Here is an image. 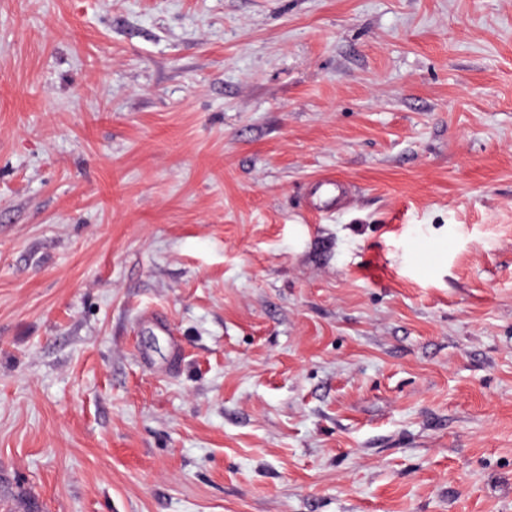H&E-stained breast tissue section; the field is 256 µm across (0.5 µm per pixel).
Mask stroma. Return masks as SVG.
Segmentation results:
<instances>
[{"mask_svg":"<svg viewBox=\"0 0 512 512\" xmlns=\"http://www.w3.org/2000/svg\"><path fill=\"white\" fill-rule=\"evenodd\" d=\"M0 512H512V0H0ZM312 193L313 195H328L324 201L322 212L329 213L336 208V204L346 193V188L335 178L323 177L314 183ZM333 193L335 194L333 195Z\"/></svg>","mask_w":512,"mask_h":512,"instance_id":"obj_1","label":"stroma"}]
</instances>
